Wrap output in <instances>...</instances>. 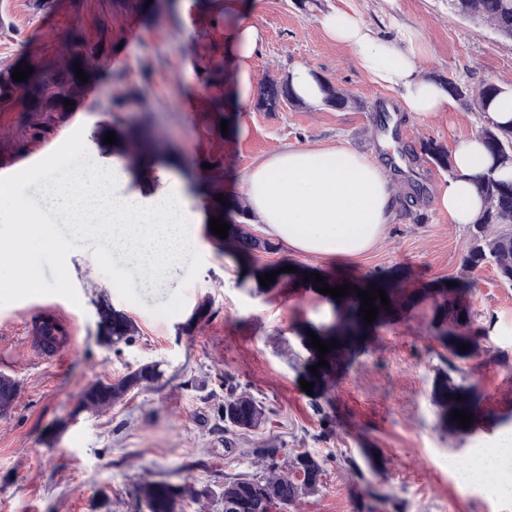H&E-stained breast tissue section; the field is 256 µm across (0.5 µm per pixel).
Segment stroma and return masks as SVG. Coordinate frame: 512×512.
I'll list each match as a JSON object with an SVG mask.
<instances>
[{
  "instance_id": "stroma-1",
  "label": "stroma",
  "mask_w": 512,
  "mask_h": 512,
  "mask_svg": "<svg viewBox=\"0 0 512 512\" xmlns=\"http://www.w3.org/2000/svg\"><path fill=\"white\" fill-rule=\"evenodd\" d=\"M355 10L381 39L396 25L414 29L427 48L422 76L444 82L487 80L512 87V41L486 23L454 15L448 0H263L250 20L264 32L254 59V86L284 77L302 63L361 100L362 110L284 106L264 112L248 105L234 132L221 130L225 72L224 28L238 14L222 0H162L159 13L141 0H0V71L31 59L52 60L60 44L79 32L99 49L103 68L56 134L43 142L36 165L15 172L24 130L19 106L0 111V241L13 237L15 205L38 206L46 175H70L73 166H111L103 138L112 118L101 107L115 75L140 86L150 100L142 113L171 144L174 157L158 171L186 181L199 211L212 208L207 180L221 167L225 194L244 196L245 173L290 146L333 147L341 142L389 167L384 137L373 136L385 103L398 99L374 84L350 49L332 40L320 19L337 8ZM140 35L129 39L130 28ZM152 63L150 79L141 66ZM476 124L460 101L421 119L404 115L400 143L433 139L445 147L473 134ZM425 223L396 208L380 242L349 261L348 278L363 284L383 277L421 294L419 303L374 321L366 336L336 365L332 390L300 387L310 358L301 333L331 320L333 311L315 289L283 281L258 285L252 270L300 265L323 277L339 272L330 262L279 247L255 251L247 261L219 251L207 225L194 227L197 247L179 276L165 287L141 288L135 270L112 257L95 237L62 249L30 240V256L42 284L32 291L14 270L0 265V375L15 378L18 398L0 416V512H142L135 485L140 477L220 489L225 478L262 473L257 449L281 448L285 456L309 452L324 462L319 492L287 512H355L360 486L349 460L378 456L383 490L394 500L383 512H512V496L493 498L454 483L444 459L467 465L477 439L512 426V288L492 268L471 274L474 325L486 329L483 353L447 373L446 348L431 327L433 299L462 275L468 228L425 203ZM69 284L56 285L60 268ZM209 313L194 319L200 302ZM68 313L76 324L75 350L56 362L34 358L23 335L25 320L42 304ZM132 317L138 331L129 343H98L99 304ZM160 364L158 383L132 390L112 408L80 410L82 393L96 382L121 378L137 367ZM471 387L482 409L481 425L454 432L434 403L444 376ZM260 400L269 417L259 430L225 433L215 409L228 386Z\"/></svg>"
}]
</instances>
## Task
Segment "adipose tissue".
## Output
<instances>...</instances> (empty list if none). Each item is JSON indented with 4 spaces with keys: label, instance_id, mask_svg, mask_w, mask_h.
<instances>
[{
    "label": "adipose tissue",
    "instance_id": "adipose-tissue-1",
    "mask_svg": "<svg viewBox=\"0 0 512 512\" xmlns=\"http://www.w3.org/2000/svg\"><path fill=\"white\" fill-rule=\"evenodd\" d=\"M321 24L332 39L350 47L373 83L398 96L405 111L423 119L445 111L450 103L446 89L419 75L424 46L414 30L398 28L394 41H384L343 10L323 16ZM261 42V30L243 20L224 31V55L233 66L223 96L228 114L243 111L251 99L252 62ZM452 162L454 175L436 195L435 205L452 223L467 226L484 206L478 180L492 157L474 135L454 146ZM129 176L118 158L109 168L76 172L70 189L46 183L40 206L28 209L27 221L15 225L12 245L0 244V263L15 267L24 283L35 288L39 273L28 259L26 241L39 238L60 245L65 238L94 233L114 253L135 262L148 286L164 284L193 253L196 242L187 227L204 216L192 210L183 183L163 180L143 200L116 190V183ZM244 184L250 211L270 238L322 260L361 256L394 219V189L385 170L343 144L286 148L248 171ZM45 211L66 214L68 236H61L57 225L41 222ZM477 460L497 472L502 491L511 492L512 428L481 442Z\"/></svg>",
    "mask_w": 512,
    "mask_h": 512
}]
</instances>
